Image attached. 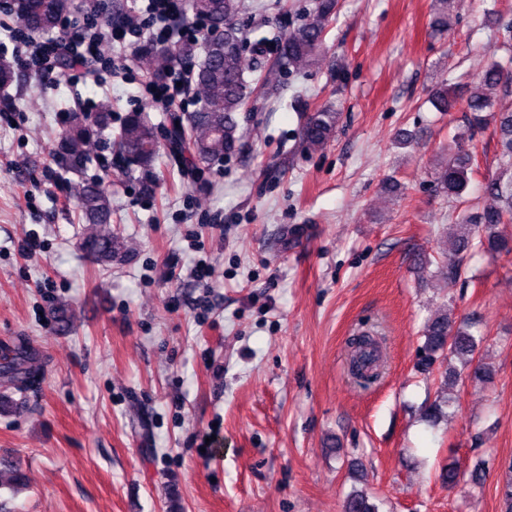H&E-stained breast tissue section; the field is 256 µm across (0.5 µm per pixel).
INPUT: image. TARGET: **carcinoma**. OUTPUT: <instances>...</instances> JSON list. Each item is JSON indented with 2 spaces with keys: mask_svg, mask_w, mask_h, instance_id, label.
I'll return each instance as SVG.
<instances>
[{
  "mask_svg": "<svg viewBox=\"0 0 512 512\" xmlns=\"http://www.w3.org/2000/svg\"><path fill=\"white\" fill-rule=\"evenodd\" d=\"M242 0H186L183 18L204 17L208 26L224 27V46L214 49L210 33L199 41H177L158 46L141 58V68L153 81L165 78L173 68L185 63L191 89L199 97L201 108L195 112H168L166 122L170 136L159 142L157 126L138 111L129 113L112 137V154L117 167L128 174L136 169L152 171L161 149L182 166L183 171L198 175L213 163L238 151L244 135L238 115L248 111L254 93L247 74L258 73L256 83L271 95L278 89L284 72L303 70L317 64L323 56L328 27L336 18L339 0H313V7L301 26L277 39L276 56L272 63L263 61L261 44H248L239 25ZM73 9V0H23L15 3L12 13L27 32H52ZM512 92V68L499 61H490L474 81V90L464 100L469 112L471 129H481L492 123L498 135V172L483 186L486 200L476 216L458 217L459 234L451 249L442 251L438 273L445 280H455L461 273L456 256L478 239L479 247L489 253L512 252V240L497 228L512 223V112L494 110L492 93ZM454 88L443 84L432 91L430 103L438 112H449L457 104ZM112 104H101L94 121L75 112L58 134L51 149L52 156L66 162L69 168L82 171L98 158L97 142L109 128ZM341 113L332 105H321L302 113L301 143L309 150L327 145L334 137ZM465 136L458 133L446 153L430 172L435 190L459 199L469 184L471 155L464 148ZM81 223L85 224L83 243L88 252L105 263L120 248L112 233V198L103 180L81 181L70 186ZM424 342L418 350L420 373L431 375L435 365L454 358H464L463 369L475 382H485L491 372L482 359L475 358L480 335L469 324L458 323L443 313L424 326ZM351 377L366 387L381 377L377 357V337L364 331L351 339L349 361ZM41 367L36 353L23 341L0 359V380L18 391L38 384ZM504 512H512V463H508L500 488ZM343 512H378V506L362 490L347 496Z\"/></svg>",
  "mask_w": 512,
  "mask_h": 512,
  "instance_id": "carcinoma-1",
  "label": "carcinoma"
}]
</instances>
